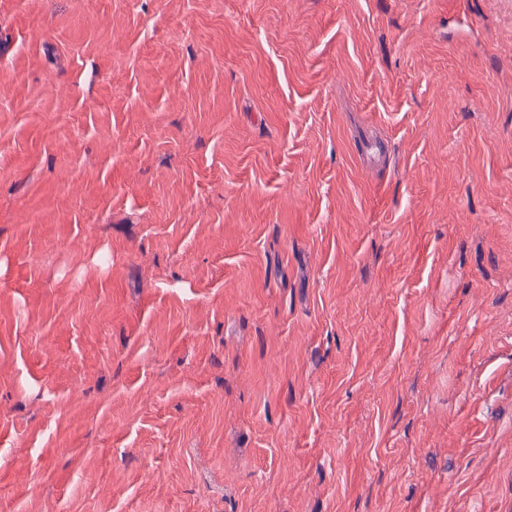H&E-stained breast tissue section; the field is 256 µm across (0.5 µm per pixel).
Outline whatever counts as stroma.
I'll use <instances>...</instances> for the list:
<instances>
[{"instance_id": "35a3bbf8", "label": "stroma", "mask_w": 512, "mask_h": 512, "mask_svg": "<svg viewBox=\"0 0 512 512\" xmlns=\"http://www.w3.org/2000/svg\"><path fill=\"white\" fill-rule=\"evenodd\" d=\"M0 512H512V0H0Z\"/></svg>"}]
</instances>
